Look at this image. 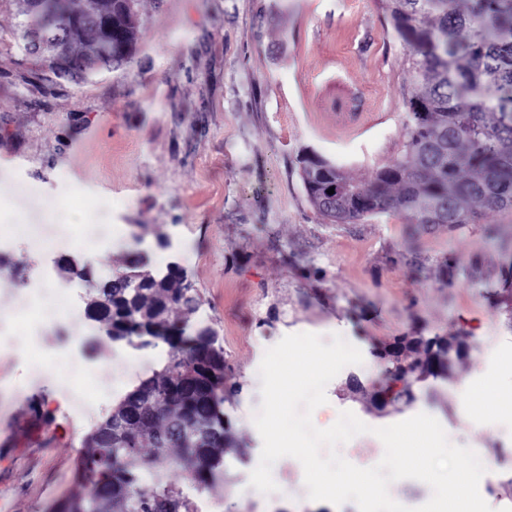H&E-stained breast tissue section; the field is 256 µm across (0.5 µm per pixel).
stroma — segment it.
<instances>
[{
    "mask_svg": "<svg viewBox=\"0 0 512 512\" xmlns=\"http://www.w3.org/2000/svg\"><path fill=\"white\" fill-rule=\"evenodd\" d=\"M132 61L74 85L48 81L26 59L20 18L0 0V316L21 283L38 287L68 259L58 224H121L125 243L91 261L95 279L124 271L131 254L151 268L176 262L200 294L187 328H214L224 348V417L247 447L225 457L210 512H358L307 497L301 463L273 466L288 495L249 494L262 439L258 369L284 336L341 335L358 347L327 385V404L368 433L342 456L367 468L373 435L418 413L451 426L453 444L494 466L481 479L494 512L512 507V417L498 398L468 400L481 379L512 384V212L424 229L397 214L331 224L297 174L299 151L370 181L405 139L406 49L375 0H138ZM40 362L0 349V512H53L74 489L84 435L166 361L169 347L117 345L89 312L39 330ZM83 366L113 364L121 381L77 409L72 383L51 364L66 337ZM444 337L465 352L447 375L413 386L410 406L377 409L383 370L371 350L395 337Z\"/></svg>",
    "mask_w": 512,
    "mask_h": 512,
    "instance_id": "stroma-1",
    "label": "stroma"
}]
</instances>
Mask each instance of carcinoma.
I'll list each match as a JSON object with an SVG mask.
<instances>
[{"instance_id": "1", "label": "carcinoma", "mask_w": 512, "mask_h": 512, "mask_svg": "<svg viewBox=\"0 0 512 512\" xmlns=\"http://www.w3.org/2000/svg\"><path fill=\"white\" fill-rule=\"evenodd\" d=\"M46 13L19 24L25 50H39L32 35L62 43L81 59L112 39L108 69L127 65L139 39L135 6L112 5V34L101 23L99 0H49ZM396 36L406 48L410 86L404 97L405 140L400 154L381 166L372 180L356 181L332 162L312 154L298 158L299 177L307 199L332 224H355L381 213H395L411 224H475L482 211H512V0H377ZM83 15L82 26H68L72 9ZM47 71L79 84L94 68ZM334 189V194L327 193ZM136 259L128 272L109 278L112 308L97 319L112 320L113 342L143 349L170 345L167 361L151 377L127 392L112 407L140 410L138 419H124L128 448H114L100 438L96 424L83 439L85 453L77 483L55 512H197L192 497L168 483L170 466L186 473L199 494L224 483V458L246 450L236 446L224 422V349L218 339L186 334L171 343L179 317L194 313L198 290L190 283H153L140 290L126 281L140 271ZM444 339L418 341L412 358L448 352ZM204 358L215 371L187 403L155 408L163 383L180 378ZM388 382L407 378L395 403L409 405L413 384L425 378L415 363L392 361L384 366ZM209 420L215 432L196 442L182 433L188 413ZM152 485L150 492L143 485Z\"/></svg>"}]
</instances>
